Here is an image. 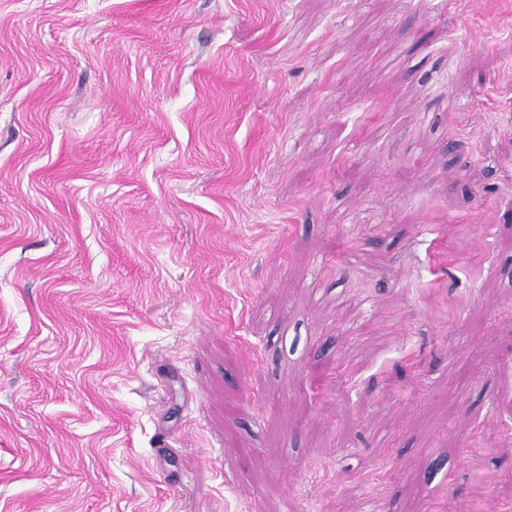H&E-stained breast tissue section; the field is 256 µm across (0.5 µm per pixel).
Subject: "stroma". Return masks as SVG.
Listing matches in <instances>:
<instances>
[{"label": "stroma", "instance_id": "obj_1", "mask_svg": "<svg viewBox=\"0 0 512 512\" xmlns=\"http://www.w3.org/2000/svg\"><path fill=\"white\" fill-rule=\"evenodd\" d=\"M512 512V0H0V512Z\"/></svg>", "mask_w": 512, "mask_h": 512}]
</instances>
